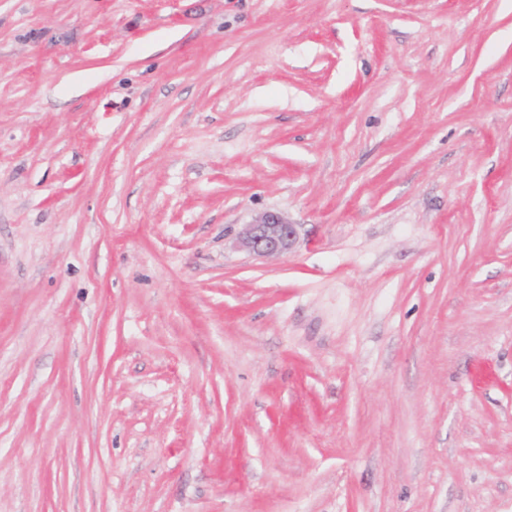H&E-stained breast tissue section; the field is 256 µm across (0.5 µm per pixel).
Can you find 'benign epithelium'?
I'll list each match as a JSON object with an SVG mask.
<instances>
[{
  "label": "benign epithelium",
  "mask_w": 512,
  "mask_h": 512,
  "mask_svg": "<svg viewBox=\"0 0 512 512\" xmlns=\"http://www.w3.org/2000/svg\"><path fill=\"white\" fill-rule=\"evenodd\" d=\"M299 228L300 225L291 223L284 214L266 211L242 225L233 244L255 257H280L291 253L299 243Z\"/></svg>",
  "instance_id": "7a95c632"
}]
</instances>
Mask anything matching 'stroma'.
Returning a JSON list of instances; mask_svg holds the SVG:
<instances>
[{"instance_id":"stroma-1","label":"stroma","mask_w":512,"mask_h":512,"mask_svg":"<svg viewBox=\"0 0 512 512\" xmlns=\"http://www.w3.org/2000/svg\"><path fill=\"white\" fill-rule=\"evenodd\" d=\"M0 512H512V0H0ZM299 228L284 214L266 211L251 223L243 224L233 244L255 257H280L291 253L299 243Z\"/></svg>"}]
</instances>
